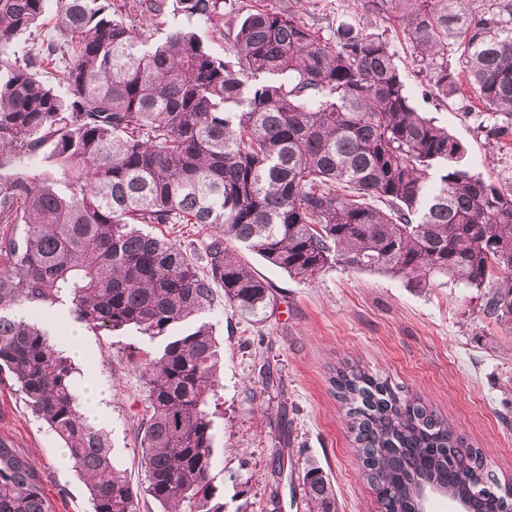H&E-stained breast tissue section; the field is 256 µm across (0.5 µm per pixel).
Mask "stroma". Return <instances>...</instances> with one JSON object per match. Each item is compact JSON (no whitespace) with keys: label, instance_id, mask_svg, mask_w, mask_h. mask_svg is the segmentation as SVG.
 Wrapping results in <instances>:
<instances>
[{"label":"stroma","instance_id":"obj_1","mask_svg":"<svg viewBox=\"0 0 512 512\" xmlns=\"http://www.w3.org/2000/svg\"><path fill=\"white\" fill-rule=\"evenodd\" d=\"M301 16L328 35L339 22L385 34L397 52L419 111L465 144L474 172L512 188V141L498 144L481 129L474 97L439 103L425 94L398 13L368 14L362 0H302ZM240 259L267 280L276 305L266 322L239 316L215 289L204 318L213 323L223 357L213 458L224 512H309L302 477L309 463L328 474L336 512H376L374 494L346 429L345 409L330 379L338 365L356 364L388 377L482 449L500 480L512 479V324L483 311L476 291L454 285L419 293L381 274L334 267L312 285L288 278L248 251ZM56 346L83 338L85 365L105 397L100 423L115 462L139 493L137 512H160L141 488L139 430L146 407L141 361L162 340L136 329H76L61 306L41 314ZM0 437L42 475L55 512H88L90 501L61 443L37 420L15 387L0 382Z\"/></svg>","mask_w":512,"mask_h":512}]
</instances>
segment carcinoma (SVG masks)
<instances>
[{
	"instance_id": "obj_1",
	"label": "carcinoma",
	"mask_w": 512,
	"mask_h": 512,
	"mask_svg": "<svg viewBox=\"0 0 512 512\" xmlns=\"http://www.w3.org/2000/svg\"><path fill=\"white\" fill-rule=\"evenodd\" d=\"M153 20H209L224 0H134ZM402 13L431 93L467 83L486 129L512 140V0H363ZM52 17L59 37H41ZM40 37L37 52L13 46ZM218 56L190 26L160 41L112 15V0H0V376L64 443L92 512H136L107 436L86 423L76 367L19 311L62 306L87 329L151 339L192 327L142 363L144 492L161 512H224L214 484L221 354L202 320L214 289L254 322L272 286L236 256H259L299 284L333 266L428 290L481 293L512 324V189L471 172L465 145L418 111L382 33L340 22L325 38L294 6L230 22ZM459 65L448 64V40ZM55 65L56 83L42 78ZM143 224H200L206 272ZM379 512H421L418 489L464 512H512V485L447 421L358 365L331 377ZM310 512H336L321 467L302 478ZM0 512H55L41 475L0 438Z\"/></svg>"
}]
</instances>
